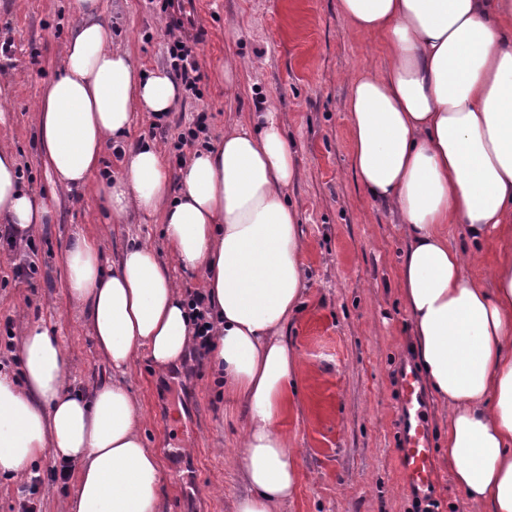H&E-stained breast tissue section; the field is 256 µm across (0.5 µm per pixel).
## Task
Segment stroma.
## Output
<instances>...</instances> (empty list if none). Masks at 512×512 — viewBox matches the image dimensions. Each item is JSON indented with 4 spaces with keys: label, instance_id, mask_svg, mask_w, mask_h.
I'll return each mask as SVG.
<instances>
[{
    "label": "stroma",
    "instance_id": "obj_1",
    "mask_svg": "<svg viewBox=\"0 0 512 512\" xmlns=\"http://www.w3.org/2000/svg\"><path fill=\"white\" fill-rule=\"evenodd\" d=\"M164 0H102L116 45L145 69L166 67L171 18ZM205 35L192 49L203 75L201 97L182 94L154 135L151 113H137L128 147L153 141L170 153L169 139L197 113L209 116V136L259 112H276L296 152L288 189L303 230L305 307L285 331L297 352L298 394L281 428L296 450L300 480L281 512H415L391 424L400 362L412 357L409 318L401 303L398 267L404 232L390 205L372 200L352 167L343 102L353 79L380 69V39L352 31L338 0H202ZM75 21L71 0H0V148L19 158L25 186L41 192L48 176L39 150L37 105L59 70ZM245 59L232 85L226 61ZM95 238L108 261L126 246L158 251L182 293L204 288L203 274L184 273L170 255L160 217L130 214L111 223L93 187L63 194L55 223L34 233L37 252L0 247V370L18 366L27 327L41 324L62 342L70 378L90 388L111 380L82 309L66 291L65 249L74 230ZM34 263L31 279L13 269ZM12 330H5V322ZM143 408V433L159 450L166 489L159 512H235L246 491L238 464L242 409L224 398L208 361L187 357L162 374L138 353L124 376ZM431 498L437 512H471L442 457L433 461ZM37 485L0 478V512H62L74 479L50 456L31 465Z\"/></svg>",
    "mask_w": 512,
    "mask_h": 512
}]
</instances>
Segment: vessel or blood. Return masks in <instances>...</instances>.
Masks as SVG:
<instances>
[{"label": "vessel or blood", "instance_id": "vessel-or-blood-1", "mask_svg": "<svg viewBox=\"0 0 512 512\" xmlns=\"http://www.w3.org/2000/svg\"><path fill=\"white\" fill-rule=\"evenodd\" d=\"M200 0H176L174 10L183 23L187 36H195L199 30ZM423 394L419 377L411 365H403L398 373V418L393 438L401 453V466L412 487L428 488L432 480L433 456L429 425L422 416L420 406Z\"/></svg>", "mask_w": 512, "mask_h": 512}]
</instances>
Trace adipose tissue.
Masks as SVG:
<instances>
[{
    "label": "adipose tissue",
    "mask_w": 512,
    "mask_h": 512,
    "mask_svg": "<svg viewBox=\"0 0 512 512\" xmlns=\"http://www.w3.org/2000/svg\"><path fill=\"white\" fill-rule=\"evenodd\" d=\"M346 23L382 37L388 66L365 69L344 103L354 172L367 195L392 203L406 230L398 286L424 378L446 417L448 467L475 512H512V0H339ZM57 77L38 105L41 155L53 191L23 184L0 148V223H52L58 191L94 184L111 221L160 215L184 272H203L216 323L210 353L224 391L244 409L236 512H276L299 482L280 429L298 355L284 334L302 310L300 217L287 200L297 160L275 113L196 150L178 176L151 142L124 144L135 113L171 111L180 88L143 72L112 44L100 0H72ZM121 175L97 176L106 147ZM457 225L463 246L448 241ZM492 251V287L464 273ZM69 297L84 310L115 380L69 382L66 351L29 326L19 374L0 373V477L42 453L73 473L65 512H158L166 478L140 434L143 411L122 376L139 352L157 369L183 362L194 316L160 254L145 244L108 263L74 233L65 254Z\"/></svg>",
    "instance_id": "obj_1"
}]
</instances>
